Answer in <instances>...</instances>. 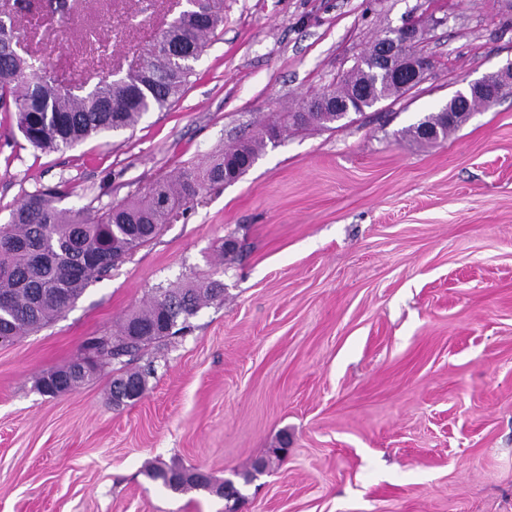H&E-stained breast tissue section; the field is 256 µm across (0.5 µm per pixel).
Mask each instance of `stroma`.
I'll list each match as a JSON object with an SVG mask.
<instances>
[{"mask_svg":"<svg viewBox=\"0 0 512 512\" xmlns=\"http://www.w3.org/2000/svg\"><path fill=\"white\" fill-rule=\"evenodd\" d=\"M51 2L0 6L66 83L140 66L186 7ZM408 20L428 62L415 88L283 132L64 316L0 344V512H224L145 469L219 484L283 441L240 512H512V95L437 142L405 134L512 59V0H224L182 96L133 128L40 152L0 112V224L39 188L97 211L201 166ZM213 280L223 301L132 360L154 368L136 403L113 405L108 365L61 396L37 390L154 288Z\"/></svg>","mask_w":512,"mask_h":512,"instance_id":"1","label":"stroma"}]
</instances>
